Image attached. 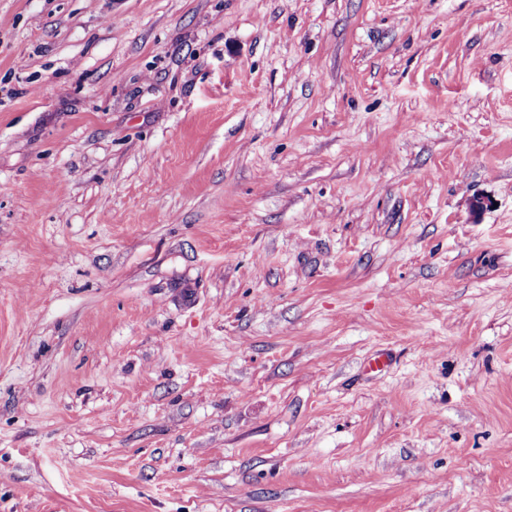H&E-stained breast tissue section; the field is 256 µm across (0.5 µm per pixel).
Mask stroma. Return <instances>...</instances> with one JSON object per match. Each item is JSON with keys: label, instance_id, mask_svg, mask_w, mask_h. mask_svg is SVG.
I'll list each match as a JSON object with an SVG mask.
<instances>
[{"label": "stroma", "instance_id": "obj_1", "mask_svg": "<svg viewBox=\"0 0 512 512\" xmlns=\"http://www.w3.org/2000/svg\"><path fill=\"white\" fill-rule=\"evenodd\" d=\"M509 280L512 0H0V512H512Z\"/></svg>", "mask_w": 512, "mask_h": 512}]
</instances>
